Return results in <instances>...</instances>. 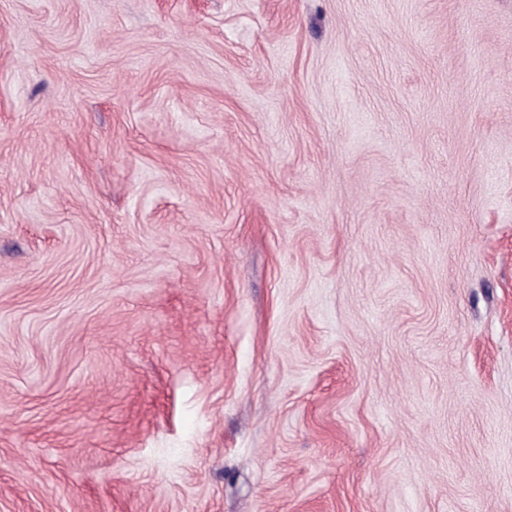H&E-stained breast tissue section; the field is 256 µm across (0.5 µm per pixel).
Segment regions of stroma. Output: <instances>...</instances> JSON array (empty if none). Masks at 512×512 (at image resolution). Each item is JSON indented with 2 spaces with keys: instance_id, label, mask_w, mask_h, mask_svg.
<instances>
[{
  "instance_id": "1",
  "label": "stroma",
  "mask_w": 512,
  "mask_h": 512,
  "mask_svg": "<svg viewBox=\"0 0 512 512\" xmlns=\"http://www.w3.org/2000/svg\"><path fill=\"white\" fill-rule=\"evenodd\" d=\"M0 512H512V0H0Z\"/></svg>"
}]
</instances>
